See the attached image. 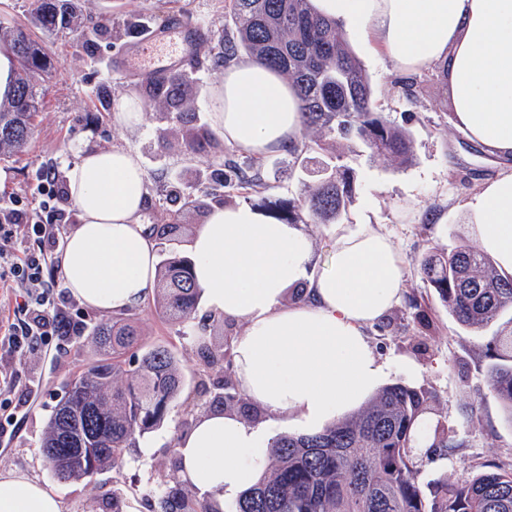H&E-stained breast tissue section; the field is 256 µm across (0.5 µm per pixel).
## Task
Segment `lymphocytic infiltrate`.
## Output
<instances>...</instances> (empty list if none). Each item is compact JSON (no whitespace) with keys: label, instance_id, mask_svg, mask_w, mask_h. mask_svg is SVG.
I'll return each instance as SVG.
<instances>
[{"label":"lymphocytic infiltrate","instance_id":"obj_1","mask_svg":"<svg viewBox=\"0 0 512 512\" xmlns=\"http://www.w3.org/2000/svg\"><path fill=\"white\" fill-rule=\"evenodd\" d=\"M36 181L31 197L7 191L0 193V282L12 281L28 294V301L21 308L23 321L11 324L7 336L9 341L21 340L30 345L42 336H68L79 330L64 313L51 318L43 313L58 286L48 254L56 245L54 225L66 221V214L59 206L65 191L54 170L40 171ZM22 224L39 240L40 252L19 256L12 251L10 243Z\"/></svg>","mask_w":512,"mask_h":512}]
</instances>
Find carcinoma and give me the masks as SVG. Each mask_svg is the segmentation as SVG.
<instances>
[{
	"label": "carcinoma",
	"instance_id": "1",
	"mask_svg": "<svg viewBox=\"0 0 512 512\" xmlns=\"http://www.w3.org/2000/svg\"><path fill=\"white\" fill-rule=\"evenodd\" d=\"M309 0H225L233 29L224 36L217 61L246 57L279 70L296 86L304 127L353 137L373 156L408 163L413 158L408 132L374 111L368 75L336 24L311 11ZM80 10L78 0H32L34 24L48 33L64 29L62 19ZM16 62L13 94L0 104V156L16 155L28 143L41 106L28 73L46 62L45 48L19 27L0 26V43ZM182 75L150 80L153 94L171 96ZM223 151L214 133L199 127L185 138L186 154L204 146ZM224 186L242 194L265 188L260 172L222 160ZM353 196L350 169L340 156L319 161L316 179L304 201L316 224H338ZM423 278L436 290L448 314L464 329L487 328L512 311V276L497 270L490 256L469 248L425 260ZM157 308L174 323L194 322L201 289L192 261L169 255L157 270ZM96 358L64 385L41 443L44 463L61 483L121 467L126 451L153 431L169 413L183 377L175 352L159 343L146 347L129 318L94 329ZM202 372L224 374L225 392L213 403L255 418L259 409L232 384L230 339L211 346L194 336ZM495 362L487 374L490 393L512 419V330L492 336ZM122 387H114L117 376ZM426 394L402 384L384 387L356 415L326 429L280 435L269 442L272 475L262 478L223 508L197 500L179 482L163 485L148 504L151 512H512V471H487L457 484L435 483L424 491L416 480L420 449L411 446ZM448 430L436 425L428 452H448ZM94 462L89 468L88 461Z\"/></svg>",
	"mask_w": 512,
	"mask_h": 512
}]
</instances>
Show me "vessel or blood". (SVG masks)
Here are the masks:
<instances>
[{"label": "vessel or blood", "instance_id": "1", "mask_svg": "<svg viewBox=\"0 0 512 512\" xmlns=\"http://www.w3.org/2000/svg\"><path fill=\"white\" fill-rule=\"evenodd\" d=\"M200 35V28L189 22L162 24L141 39L134 52L122 54L119 67L153 78L168 76L176 61L199 40Z\"/></svg>", "mask_w": 512, "mask_h": 512}]
</instances>
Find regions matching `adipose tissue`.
Masks as SVG:
<instances>
[{"mask_svg": "<svg viewBox=\"0 0 512 512\" xmlns=\"http://www.w3.org/2000/svg\"><path fill=\"white\" fill-rule=\"evenodd\" d=\"M393 69L439 66L450 120L474 143L512 159V0H309ZM211 121L225 143L261 158L303 140V118L283 73L240 58L209 86ZM78 222L58 262L70 291L108 314L153 296L155 241L142 216L147 174L122 147L83 146L65 177ZM478 243L512 276V168L485 180L467 202ZM188 247L209 311L243 322L232 341L244 397L284 424L319 431L366 398L385 373L366 330L399 302L405 261L374 224H342L327 268L300 224L246 205L208 208ZM302 289L300 299L287 295ZM180 478L233 498L268 466L262 431L217 408L194 420L177 445ZM0 512H63L60 496L25 474L0 472Z\"/></svg>", "mask_w": 512, "mask_h": 512, "instance_id": "obj_1", "label": "adipose tissue"}]
</instances>
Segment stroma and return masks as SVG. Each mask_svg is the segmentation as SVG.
<instances>
[{"instance_id": "obj_1", "label": "stroma", "mask_w": 512, "mask_h": 512, "mask_svg": "<svg viewBox=\"0 0 512 512\" xmlns=\"http://www.w3.org/2000/svg\"><path fill=\"white\" fill-rule=\"evenodd\" d=\"M182 18L198 24L203 36L184 65L182 100L174 108L168 99L152 97L145 77L118 71L114 57L146 31ZM36 36L50 58L49 68L33 77L41 109L25 152L0 157V191L30 195L36 172L45 167L66 175L78 160L81 143L125 147L149 177L151 204L144 223L181 225L175 240L157 243L158 257L171 252L187 256L186 244L203 220L202 213L186 210L187 196L222 192L224 168L218 155L208 148L184 156L181 135L190 126L210 123L206 91L224 75L223 67L213 62L224 37V0H81L79 25L57 34L40 30ZM349 45L369 76L376 112L412 133L413 161L401 165L372 157L360 141H336L317 127L305 129L303 137L319 144L323 153L341 152L342 164L350 168L354 193L349 223L380 225L405 259L402 298L386 320L371 329L370 337L386 365L383 385L430 392L426 420L443 421L455 446L452 455L432 453L425 458L420 486L461 482L489 466L512 465V417L487 387L492 329L460 328L424 282L421 264L428 255L475 245L474 221L463 202L501 166L452 125L446 87L435 68L417 72L418 95L410 101L401 88L402 75L383 54L354 39ZM128 95L144 105L143 120L134 128L113 119L115 104ZM231 156L258 169L266 184L263 193L251 198V206L261 211L276 200L297 206L299 223L315 240L317 260L325 262L333 229L309 223L302 210L309 179L299 163L285 152L256 159L235 150ZM443 215L448 218L444 224L439 221ZM54 304L81 322V334L50 336L31 350L0 342V375L11 382L0 392V471L23 473L53 489L64 512H149L150 497L171 473L168 448L178 423L208 413L222 383L200 380V358L192 340L178 336L153 304L137 309L143 343L174 347L182 390L160 426L127 451L121 468L58 482L41 458V441L64 383L95 357L93 328L109 316L69 294L55 296ZM409 363L415 373H407Z\"/></svg>"}]
</instances>
